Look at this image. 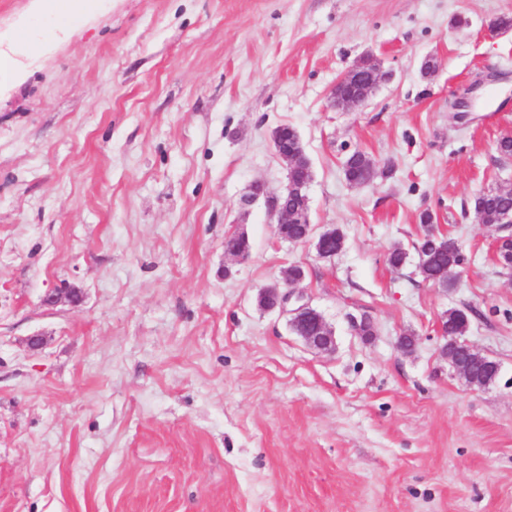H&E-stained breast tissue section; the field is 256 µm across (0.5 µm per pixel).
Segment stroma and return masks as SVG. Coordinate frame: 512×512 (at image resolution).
Returning a JSON list of instances; mask_svg holds the SVG:
<instances>
[{
  "mask_svg": "<svg viewBox=\"0 0 512 512\" xmlns=\"http://www.w3.org/2000/svg\"><path fill=\"white\" fill-rule=\"evenodd\" d=\"M502 17L512 0H92L50 49L38 27L0 92V512H512V227L474 210L512 185ZM368 55L385 79L332 108ZM284 124L311 224L344 233L333 259L241 203L286 187ZM357 150L379 172L355 186ZM426 210L468 257L448 290L416 268ZM291 265L334 351L258 305ZM71 288L79 304L44 305ZM454 308L500 366L485 388L442 352ZM381 74L375 66L356 64L349 68L335 83L330 93V105L336 110L348 111L361 106L369 97V90L376 87ZM349 86L364 87L363 95H350ZM288 130L293 132V128L287 125L279 126L275 129L273 134V146L277 155L285 162L287 167V176L293 169H302L305 166H309L308 160L304 154L302 144L297 141L298 151H288V147H291V141L288 138ZM287 177V178H288ZM373 160L364 152L355 151L343 162L345 180L351 183L360 182L372 168Z\"/></svg>",
  "mask_w": 512,
  "mask_h": 512,
  "instance_id": "1",
  "label": "stroma"
}]
</instances>
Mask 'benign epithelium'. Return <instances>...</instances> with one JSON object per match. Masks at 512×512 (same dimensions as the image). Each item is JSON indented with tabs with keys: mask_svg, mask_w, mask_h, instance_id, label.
<instances>
[{
	"mask_svg": "<svg viewBox=\"0 0 512 512\" xmlns=\"http://www.w3.org/2000/svg\"><path fill=\"white\" fill-rule=\"evenodd\" d=\"M381 74L372 65L356 64L349 68L335 83L330 93V105L342 111H348L361 106L369 98V90L376 87ZM287 125L279 126L273 134V146L277 155L285 162L287 170L302 169L308 165L304 150H288ZM273 203L268 206V212L276 219L277 234L283 240H288L286 227L290 224L304 225L303 234L292 240L294 244H314L318 256L322 259H332L336 250H327L323 247V240L336 236L335 228L328 227L320 233H315V227L309 224L308 219V185L289 181L285 189L272 196ZM429 260L420 257L418 270L428 281L440 286L448 284V272L439 273L428 271ZM294 281L288 279V271H283L282 281L266 287L263 294L273 299L271 308L289 311L291 319L289 325L292 331L310 347L329 352L335 348L333 330L327 325L323 316L313 308L310 303L303 301V296L290 290ZM448 364L454 374L467 385H472L469 369L462 360L458 351H446Z\"/></svg>",
	"mask_w": 512,
	"mask_h": 512,
	"instance_id": "obj_1",
	"label": "benign epithelium"
}]
</instances>
